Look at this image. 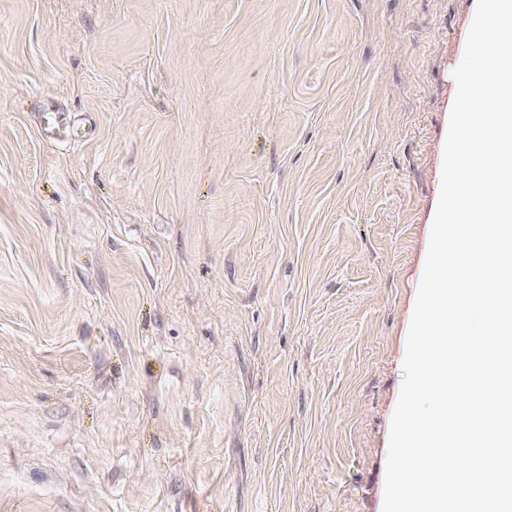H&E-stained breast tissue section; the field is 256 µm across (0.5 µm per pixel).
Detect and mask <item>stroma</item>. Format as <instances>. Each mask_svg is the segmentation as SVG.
<instances>
[{
	"mask_svg": "<svg viewBox=\"0 0 512 512\" xmlns=\"http://www.w3.org/2000/svg\"><path fill=\"white\" fill-rule=\"evenodd\" d=\"M476 2L0 0V512H382ZM40 126L44 137L57 142H79L87 138L91 122L87 120L72 121L63 109L40 112Z\"/></svg>",
	"mask_w": 512,
	"mask_h": 512,
	"instance_id": "1",
	"label": "stroma"
}]
</instances>
